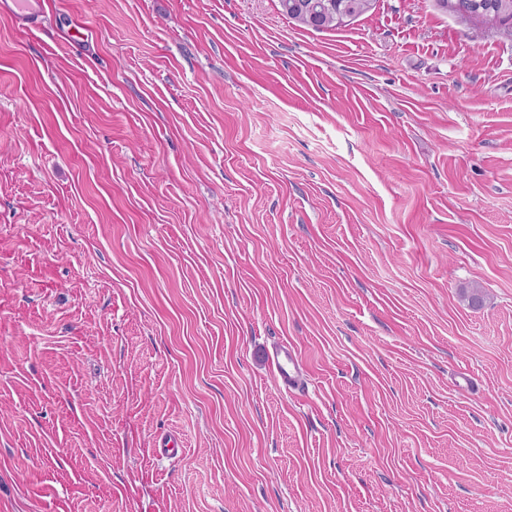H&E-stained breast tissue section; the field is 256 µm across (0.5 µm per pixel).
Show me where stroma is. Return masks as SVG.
<instances>
[{"mask_svg":"<svg viewBox=\"0 0 512 512\" xmlns=\"http://www.w3.org/2000/svg\"><path fill=\"white\" fill-rule=\"evenodd\" d=\"M17 2L0 512H512L504 27L436 0L323 31L278 0H44L33 26ZM275 379L279 387L296 390L303 386V374L297 360L287 344H281L272 351Z\"/></svg>","mask_w":512,"mask_h":512,"instance_id":"1","label":"stroma"}]
</instances>
